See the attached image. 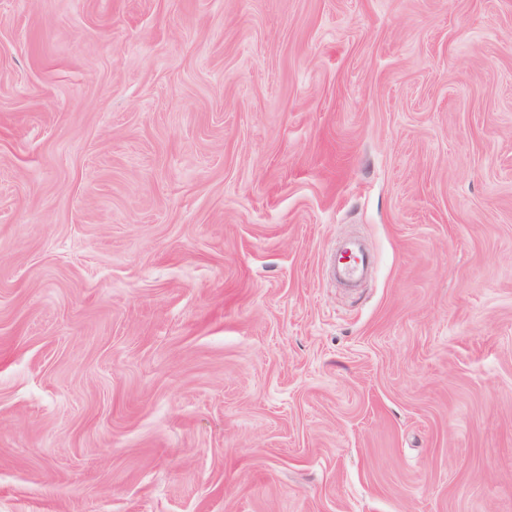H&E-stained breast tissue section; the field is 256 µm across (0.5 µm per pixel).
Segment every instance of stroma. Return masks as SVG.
Listing matches in <instances>:
<instances>
[{
	"label": "stroma",
	"mask_w": 512,
	"mask_h": 512,
	"mask_svg": "<svg viewBox=\"0 0 512 512\" xmlns=\"http://www.w3.org/2000/svg\"><path fill=\"white\" fill-rule=\"evenodd\" d=\"M0 512H512V0H0Z\"/></svg>",
	"instance_id": "35a3bbf8"
}]
</instances>
